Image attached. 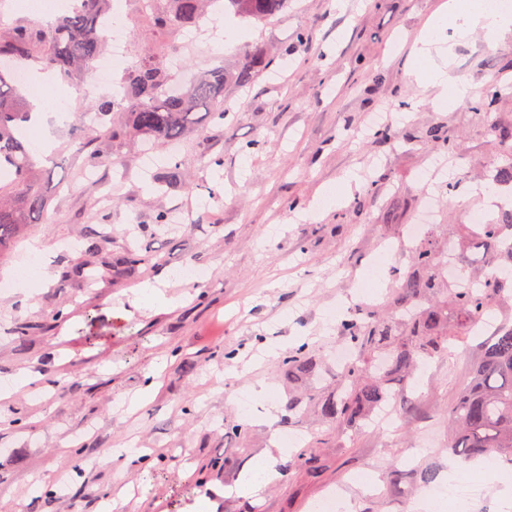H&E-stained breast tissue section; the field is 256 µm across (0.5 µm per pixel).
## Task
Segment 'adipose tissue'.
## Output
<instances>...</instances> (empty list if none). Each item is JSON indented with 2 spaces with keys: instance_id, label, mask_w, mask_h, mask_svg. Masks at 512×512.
Listing matches in <instances>:
<instances>
[{
  "instance_id": "1",
  "label": "adipose tissue",
  "mask_w": 512,
  "mask_h": 512,
  "mask_svg": "<svg viewBox=\"0 0 512 512\" xmlns=\"http://www.w3.org/2000/svg\"><path fill=\"white\" fill-rule=\"evenodd\" d=\"M425 29V45L417 52L416 79L438 88V101L452 107L472 96L473 89L449 71V33L461 39L478 30L498 34L512 29V15L490 10L485 0H448L447 7L428 19Z\"/></svg>"
}]
</instances>
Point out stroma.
<instances>
[{
  "instance_id": "35a3bbf8",
  "label": "stroma",
  "mask_w": 512,
  "mask_h": 512,
  "mask_svg": "<svg viewBox=\"0 0 512 512\" xmlns=\"http://www.w3.org/2000/svg\"><path fill=\"white\" fill-rule=\"evenodd\" d=\"M442 3L290 0L268 25L235 21L232 48L223 33H200L183 50L187 79L236 65L257 44L279 63L225 92L223 123L191 132L176 169L167 147L124 135L98 142L102 164L66 152L76 114L109 92L87 97L65 85L66 119L48 112L41 125L56 155L50 221L31 225L0 263L9 278L40 242L51 275L0 294V391H12L0 400V512H312L331 490L351 512H412L427 488L409 482L396 493L388 480L414 467L440 481L464 471L476 484L468 512H512V478L448 454V407L480 354L462 328L453 354L417 373L410 404L393 405L387 426L296 418L290 433L326 441L319 472L293 467L299 445L271 443L288 402L279 360L308 343L323 360L310 392L335 385L343 338L325 314L370 305L357 280L425 201H437L432 233L443 249L470 212L499 214L494 198L469 190L493 181L497 140L512 132V32L454 43L450 69L475 96L439 108L436 89L416 81L413 54ZM378 115L391 117V137L378 136ZM213 157L220 169L207 167ZM351 172L358 186L325 205ZM163 214L172 231L157 230ZM136 239L151 242L159 266L126 267ZM188 262L210 281L181 278ZM71 266L85 267L95 287L63 279ZM22 320L32 325L23 340ZM227 348L237 352L229 361ZM147 388L150 402L132 407ZM242 393L258 408L238 442L223 424L240 419ZM264 464L276 479L258 496L238 493L242 475ZM35 485L53 496L34 497Z\"/></svg>"
}]
</instances>
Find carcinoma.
<instances>
[{
    "mask_svg": "<svg viewBox=\"0 0 512 512\" xmlns=\"http://www.w3.org/2000/svg\"><path fill=\"white\" fill-rule=\"evenodd\" d=\"M150 26L159 30L183 31L200 25L214 0H151ZM223 12L243 20L267 23L288 8V0H221ZM110 0H76V6L53 21L28 19L0 23V257L31 224L49 223L51 198L44 183L49 172L40 165L22 129L31 122L21 88L13 70L20 64L40 62L59 69L75 85L89 74L105 41L103 17L109 15ZM276 66L266 49L255 46L247 58L232 69H215L183 87L178 96L163 91L169 79L165 57L150 55L129 68L123 77L125 97L102 102L100 123L80 126L71 146L97 163L104 157L93 151L94 144L123 129L168 145L182 141L191 131L209 123H222L226 115L224 90L243 88ZM507 163L500 168L497 182L512 183V134L498 141ZM512 232V209L481 228H470L465 250H483L482 267L512 264V248L502 247L500 233ZM413 266L395 276L388 297V311L365 310L341 324V336L354 352V359L336 373V388L315 394L288 397V412L306 409L324 422L351 430L365 421L374 409L401 397L396 385H409L418 362L448 353L457 337L451 335L450 318L471 329L481 319H493L492 312L512 283L484 273H472L474 264L457 259L463 278L456 282L440 272L444 252L433 237L420 241L413 250ZM132 266L158 264V255L148 243L129 247ZM319 359L305 344L288 351L277 366L280 378L295 388L312 378ZM453 427L448 452L470 460L496 455L512 464V324H502L484 342L481 357L470 369L468 383L448 407ZM315 439L295 457L298 469L320 467Z\"/></svg>",
    "mask_w": 512,
    "mask_h": 512,
    "instance_id": "carcinoma-1",
    "label": "carcinoma"
}]
</instances>
